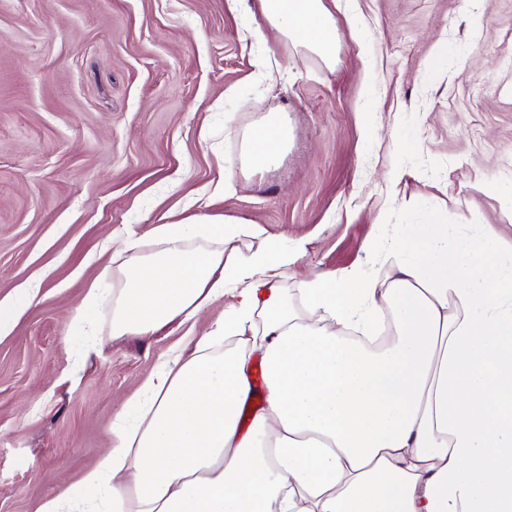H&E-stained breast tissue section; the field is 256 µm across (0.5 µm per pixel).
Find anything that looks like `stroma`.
<instances>
[{"label":"stroma","instance_id":"35a3bbf8","mask_svg":"<svg viewBox=\"0 0 512 512\" xmlns=\"http://www.w3.org/2000/svg\"><path fill=\"white\" fill-rule=\"evenodd\" d=\"M325 4L332 68L252 38L226 0H0V302L39 286L0 336V512L78 492L167 353L224 317L218 301L116 336L105 310L80 335L74 313L128 234L201 216L262 225L304 246L292 289L432 210L512 225V0ZM274 109L288 148L250 173L244 142Z\"/></svg>","mask_w":512,"mask_h":512}]
</instances>
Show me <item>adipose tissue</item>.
<instances>
[{
	"mask_svg": "<svg viewBox=\"0 0 512 512\" xmlns=\"http://www.w3.org/2000/svg\"><path fill=\"white\" fill-rule=\"evenodd\" d=\"M336 63L324 0H228ZM288 126L271 113L247 140L258 172ZM182 224L153 248L123 239L112 287L93 281L74 318L112 306V333L149 334L215 302L224 318L191 354L170 351L144 384L136 424L83 472L95 503L46 499L40 512H512V241L495 224L428 213L365 242L342 274L281 280L303 247L261 225ZM267 397L251 407L254 354ZM254 416L242 432L244 408Z\"/></svg>",
	"mask_w": 512,
	"mask_h": 512,
	"instance_id": "ef3b65f1",
	"label": "adipose tissue"
}]
</instances>
